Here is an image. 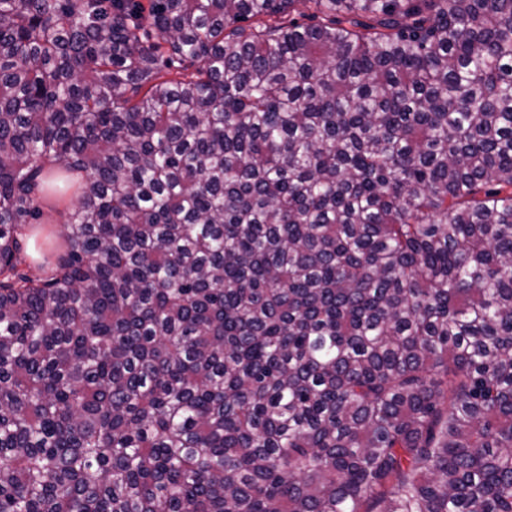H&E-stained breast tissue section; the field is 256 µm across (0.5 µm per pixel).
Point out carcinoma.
Here are the masks:
<instances>
[{"mask_svg":"<svg viewBox=\"0 0 512 512\" xmlns=\"http://www.w3.org/2000/svg\"><path fill=\"white\" fill-rule=\"evenodd\" d=\"M297 2L0 0V512H512V0Z\"/></svg>","mask_w":512,"mask_h":512,"instance_id":"1","label":"carcinoma"}]
</instances>
